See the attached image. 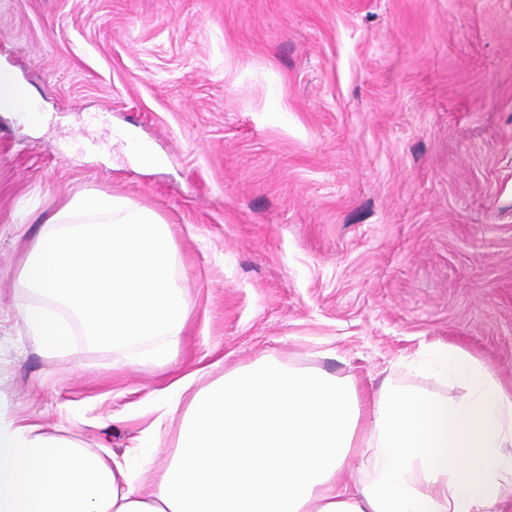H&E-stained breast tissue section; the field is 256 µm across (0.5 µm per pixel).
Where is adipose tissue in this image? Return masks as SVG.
Returning <instances> with one entry per match:
<instances>
[{
    "mask_svg": "<svg viewBox=\"0 0 512 512\" xmlns=\"http://www.w3.org/2000/svg\"><path fill=\"white\" fill-rule=\"evenodd\" d=\"M38 120L0 70V111ZM168 465L147 436L85 448L0 405V512H503L512 502V388L440 341L363 397L352 376L266 357L182 405Z\"/></svg>",
    "mask_w": 512,
    "mask_h": 512,
    "instance_id": "1",
    "label": "adipose tissue"
}]
</instances>
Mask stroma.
I'll use <instances>...</instances> for the list:
<instances>
[{
    "mask_svg": "<svg viewBox=\"0 0 512 512\" xmlns=\"http://www.w3.org/2000/svg\"><path fill=\"white\" fill-rule=\"evenodd\" d=\"M0 403L87 448L262 357L377 385L443 341L512 386V0H0ZM146 143L136 166L115 132ZM96 189L169 224L192 304L162 367L37 350L18 278ZM24 113L29 119L40 118L36 101L27 86L8 71L0 70V111ZM184 379H180L173 383L169 389H175L172 391L165 399H163L158 407L157 410L160 412L158 418H157V427L158 429L161 427L163 421L167 418L168 415L172 414L174 415L180 406L181 398L183 392L189 387V384L181 385L182 381ZM181 385V386H180Z\"/></svg>",
    "mask_w": 512,
    "mask_h": 512,
    "instance_id": "obj_1",
    "label": "stroma"
}]
</instances>
